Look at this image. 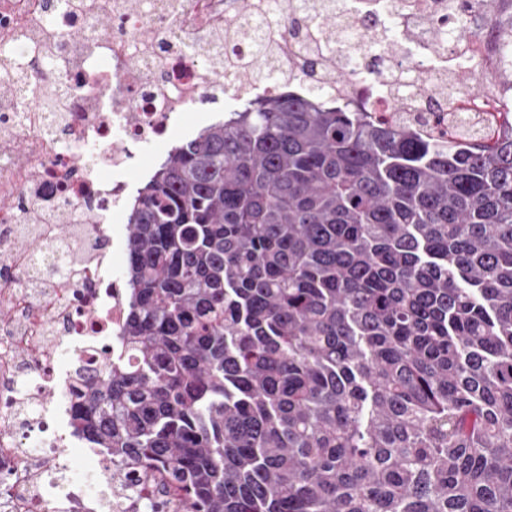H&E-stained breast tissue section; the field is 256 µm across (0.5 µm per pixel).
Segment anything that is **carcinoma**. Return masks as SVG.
Listing matches in <instances>:
<instances>
[{
	"instance_id": "obj_1",
	"label": "carcinoma",
	"mask_w": 512,
	"mask_h": 512,
	"mask_svg": "<svg viewBox=\"0 0 512 512\" xmlns=\"http://www.w3.org/2000/svg\"><path fill=\"white\" fill-rule=\"evenodd\" d=\"M450 2L433 49L489 38L512 93V0ZM426 125L272 94L172 147L75 432L180 512H512V106Z\"/></svg>"
}]
</instances>
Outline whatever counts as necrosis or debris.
<instances>
[{
    "instance_id": "4bbe7bcc",
    "label": "necrosis or debris",
    "mask_w": 512,
    "mask_h": 512,
    "mask_svg": "<svg viewBox=\"0 0 512 512\" xmlns=\"http://www.w3.org/2000/svg\"><path fill=\"white\" fill-rule=\"evenodd\" d=\"M0 0V48L19 38L39 42L46 15L68 31L60 60L46 71L63 110L32 108L22 93L0 100V512H144L157 499L154 480L125 478L119 463L70 449L71 392L95 376L127 316V227L120 224L144 148L183 130V115L205 94L225 107L257 92L306 94L300 38L283 35L280 64L257 82L239 81L199 59L194 38L212 54L228 55L235 30L253 40L272 36L271 9L242 12L238 0ZM446 0H387L369 16L361 0H338L339 22L353 37L332 47L339 60L362 57L372 78L331 84L328 102H360L368 112H422L432 105L466 113L476 122L502 105L495 92L470 90L448 100L424 92L417 73L433 78L448 67L429 53L433 34L424 24L447 16ZM111 19L102 34L100 22ZM413 28V39L401 34ZM86 162L75 166L73 157ZM116 224H109V216Z\"/></svg>"
}]
</instances>
